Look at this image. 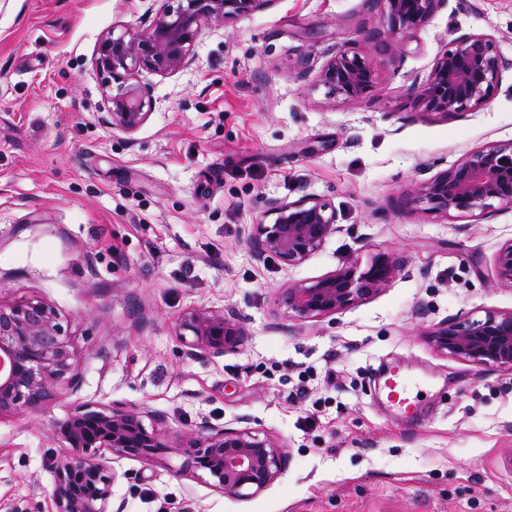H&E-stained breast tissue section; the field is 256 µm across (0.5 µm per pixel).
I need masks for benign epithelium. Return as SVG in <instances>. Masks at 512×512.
<instances>
[{
    "mask_svg": "<svg viewBox=\"0 0 512 512\" xmlns=\"http://www.w3.org/2000/svg\"><path fill=\"white\" fill-rule=\"evenodd\" d=\"M153 19L120 34L106 33L94 62L106 82V123L123 133L137 131L150 116V99L135 73H174L186 67L200 28L268 7L273 0H160ZM386 46L395 52L399 37L424 26L445 0H383ZM512 61L485 34L459 37L436 59L427 80L413 88L426 113L461 114L486 105L503 70ZM375 71L360 52L342 47L322 66L317 83L332 95L362 97L375 84ZM416 209L489 218L512 208V144H490L468 153L451 168L414 182L406 192ZM271 217L273 221L266 223ZM341 230L336 210L320 199L273 200L265 218L251 225L248 244L258 258L275 256L295 266L319 251ZM496 278L512 285V239L494 256ZM405 270L403 258L381 253L363 268L356 260L307 282L283 289L279 304L300 319L322 318L369 299ZM176 336L191 357H220L237 349L245 330L232 312L204 305L178 319ZM437 350L475 365L512 371V309H486L481 318L450 319L427 333ZM84 356L69 328L47 302H0V416L37 413L59 389L80 387ZM160 414L108 404L82 403L51 424L53 438L67 452L51 459L54 512H112L114 463L150 459L163 453L188 456L193 476L213 490L254 497L283 471L282 441L248 429L216 428L206 423L177 441L169 440Z\"/></svg>",
    "mask_w": 512,
    "mask_h": 512,
    "instance_id": "benign-epithelium-1",
    "label": "benign epithelium"
}]
</instances>
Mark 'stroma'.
Instances as JSON below:
<instances>
[{
  "label": "stroma",
  "instance_id": "1",
  "mask_svg": "<svg viewBox=\"0 0 512 512\" xmlns=\"http://www.w3.org/2000/svg\"><path fill=\"white\" fill-rule=\"evenodd\" d=\"M153 0H0V301L39 298L85 353L79 391L0 417V512H53L50 425L81 402L161 414L170 437L207 421L279 437L278 479L252 498L191 477L187 460H121L119 512H512V371L434 348L433 327L512 309L494 255L512 208L481 219L406 205L413 180L512 143V70L489 102L444 117L411 95L464 34L512 59V0H445L397 56L375 46L381 0H273L202 26L193 59L139 72L152 102L136 132L111 129L99 39L140 26ZM349 45L374 88L330 95L317 75ZM336 209L340 232L303 263L255 260L248 229L272 200ZM382 252L407 261L375 297L301 320L288 283ZM198 305L232 311L246 338L192 358L175 335ZM418 388L404 414L388 367Z\"/></svg>",
  "mask_w": 512,
  "mask_h": 512
}]
</instances>
